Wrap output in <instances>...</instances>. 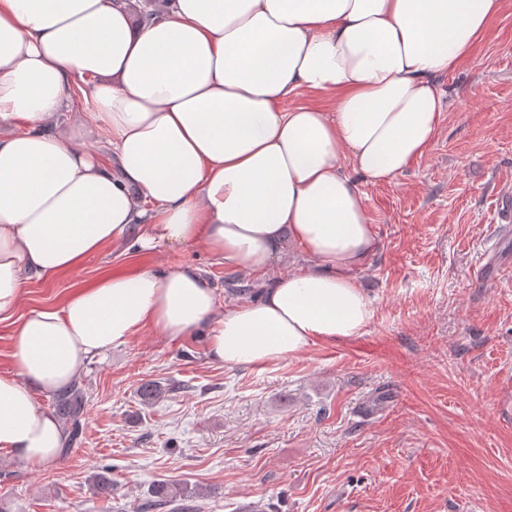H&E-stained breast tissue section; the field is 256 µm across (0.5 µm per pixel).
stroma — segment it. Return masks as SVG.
<instances>
[{
  "label": "stroma",
  "mask_w": 512,
  "mask_h": 512,
  "mask_svg": "<svg viewBox=\"0 0 512 512\" xmlns=\"http://www.w3.org/2000/svg\"><path fill=\"white\" fill-rule=\"evenodd\" d=\"M439 84L426 153L391 182L356 180L378 241L353 273L374 309L362 335L228 367L207 337L145 328L88 366L82 434L58 461L25 469L0 451V512H132L162 481L197 512H512V0ZM176 262L230 305L266 283L201 246L108 248L28 283L18 312ZM147 382L162 388L150 403ZM104 465L108 500L92 485Z\"/></svg>",
  "instance_id": "stroma-1"
}]
</instances>
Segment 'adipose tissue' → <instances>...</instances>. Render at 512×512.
<instances>
[{
    "label": "adipose tissue",
    "mask_w": 512,
    "mask_h": 512,
    "mask_svg": "<svg viewBox=\"0 0 512 512\" xmlns=\"http://www.w3.org/2000/svg\"><path fill=\"white\" fill-rule=\"evenodd\" d=\"M502 4L171 0L146 23L118 0H0V449L29 469L58 459L66 434L42 399L148 326L205 334L229 367L361 335L373 308L352 272L378 241L349 173L389 182L426 152L446 110L438 77ZM301 89L331 107H286ZM287 238L316 267L249 303L222 304L181 264L17 313L27 282L107 246L201 245L263 273Z\"/></svg>",
    "instance_id": "adipose-tissue-1"
}]
</instances>
